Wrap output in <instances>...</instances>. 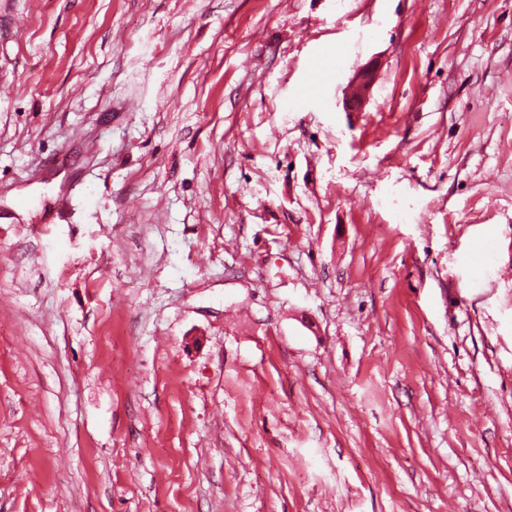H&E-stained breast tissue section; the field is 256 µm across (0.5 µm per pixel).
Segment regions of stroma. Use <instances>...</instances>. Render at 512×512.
Returning <instances> with one entry per match:
<instances>
[{
  "instance_id": "35a3bbf8",
  "label": "stroma",
  "mask_w": 512,
  "mask_h": 512,
  "mask_svg": "<svg viewBox=\"0 0 512 512\" xmlns=\"http://www.w3.org/2000/svg\"><path fill=\"white\" fill-rule=\"evenodd\" d=\"M0 512H512V0H0ZM329 55L327 51L318 53L311 65L312 77L305 85L300 101H314L322 98L330 73L328 69Z\"/></svg>"
}]
</instances>
